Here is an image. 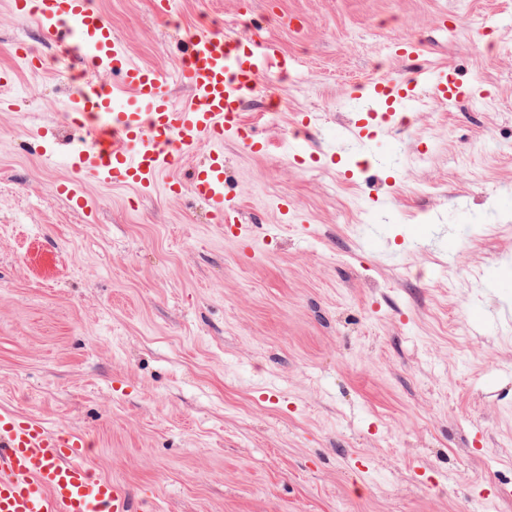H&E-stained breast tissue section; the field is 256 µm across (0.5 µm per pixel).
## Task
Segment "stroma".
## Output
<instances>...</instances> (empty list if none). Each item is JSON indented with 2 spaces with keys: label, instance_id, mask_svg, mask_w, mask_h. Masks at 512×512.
<instances>
[{
  "label": "stroma",
  "instance_id": "1",
  "mask_svg": "<svg viewBox=\"0 0 512 512\" xmlns=\"http://www.w3.org/2000/svg\"><path fill=\"white\" fill-rule=\"evenodd\" d=\"M94 3L169 73L202 25L279 42L244 111L278 147L224 145L246 247L186 194L92 182L72 211L30 143L68 148L77 68L0 0V408L89 435L151 512H512V0ZM404 39L479 94L347 135ZM13 54L28 71L39 72L44 69L43 57L32 48L28 41L16 40L13 43Z\"/></svg>",
  "mask_w": 512,
  "mask_h": 512
}]
</instances>
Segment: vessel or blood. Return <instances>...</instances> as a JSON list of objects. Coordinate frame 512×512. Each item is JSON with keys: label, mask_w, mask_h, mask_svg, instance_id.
Returning a JSON list of instances; mask_svg holds the SVG:
<instances>
[{"label": "vessel or blood", "mask_w": 512, "mask_h": 512, "mask_svg": "<svg viewBox=\"0 0 512 512\" xmlns=\"http://www.w3.org/2000/svg\"><path fill=\"white\" fill-rule=\"evenodd\" d=\"M14 14L32 20L41 40L79 61L77 91L70 102L78 150L68 158L70 179L55 191L77 212L88 208L87 181L144 188L164 182L170 192L189 187L207 202L226 232L245 238L241 215L224 172V140L234 137L252 153L268 144L248 126L242 104L260 80L288 67V57L270 39H237L198 29L190 34L183 66L173 75L134 63L112 25L93 0H10ZM25 68H44L28 41L13 44ZM109 70L118 83L103 85L94 72ZM175 85L190 96L176 103ZM369 104L352 133L363 137L371 123H389L403 101L427 94L452 104L473 92L453 67H417L409 78H383L352 87ZM209 143L207 160L196 165L188 184L164 181L167 172ZM0 512H132L127 492L89 463L86 438L66 427L51 428L32 417L0 409Z\"/></svg>", "instance_id": "obj_1"}]
</instances>
